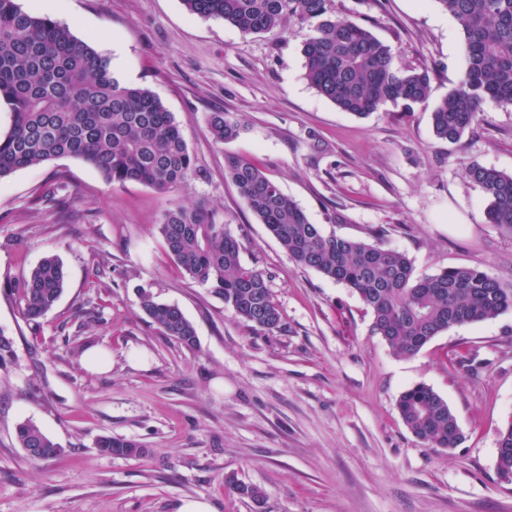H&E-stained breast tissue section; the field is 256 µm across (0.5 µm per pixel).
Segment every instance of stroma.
Wrapping results in <instances>:
<instances>
[{"label":"stroma","instance_id":"obj_1","mask_svg":"<svg viewBox=\"0 0 512 512\" xmlns=\"http://www.w3.org/2000/svg\"><path fill=\"white\" fill-rule=\"evenodd\" d=\"M18 2L90 42L122 84L157 95L199 174L160 192L60 158L0 179V512H176L199 497L213 512H512V483L496 470L512 421V310L395 355L360 297L298 265L224 173L225 154L255 161L325 234L382 241L417 275L466 266L512 284V236L488 223L465 175L472 161L512 174V107L485 102L454 144L432 130L465 64L458 22L436 0H334L398 67L431 76L413 111L359 118L307 83L294 25L245 35L182 0ZM210 112L236 115L240 137L214 142ZM178 202L213 208L243 262L269 274L280 331L252 330L174 265L158 226ZM51 255L67 286L35 325L14 287ZM143 288L182 310L195 348L149 323ZM93 348L107 371L85 368ZM417 384L455 414L456 448L427 447L405 427L396 402ZM26 420L58 456L28 457L15 437ZM103 435L143 452L101 454ZM228 477L260 487L263 508L225 488Z\"/></svg>","mask_w":512,"mask_h":512}]
</instances>
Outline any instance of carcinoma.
I'll return each instance as SVG.
<instances>
[{"mask_svg": "<svg viewBox=\"0 0 512 512\" xmlns=\"http://www.w3.org/2000/svg\"><path fill=\"white\" fill-rule=\"evenodd\" d=\"M332 2L183 0L190 13L221 19L245 34L270 33L287 21L307 30L301 48L306 80L344 112L363 118L388 104L410 110L426 101L428 70L397 68L392 48L361 24L337 18ZM436 2L458 21L465 43L462 77L431 113L435 137L456 143L478 123L485 101L512 106V0ZM1 100L10 106L12 124L0 135V179L63 157L88 163L109 184L134 182L162 192L197 176L180 126L159 98L122 84L109 60L87 41L16 0H0ZM207 127L219 143L241 131L240 121L224 112L209 113ZM224 169L249 211L294 261L361 298L372 311V331L397 356L416 354L455 326L493 320L512 309V285L465 266L417 276L402 252L324 234L253 161L226 154ZM465 173L488 201V223L512 236V174L478 163ZM159 232L179 270L209 286L239 319L264 333L281 329L268 274L242 263L240 242L213 210L175 203L165 210ZM64 288L57 259L47 257L33 267L17 285L26 320L38 322ZM140 300L152 325L184 347H195L194 325L178 306L158 302L146 290ZM397 408L408 430L431 448H454L462 439L448 403L425 385L404 391ZM16 437L33 459L60 453L32 421L18 424ZM96 447L113 456L142 453L138 443L112 435L99 437ZM497 470L512 475V422L499 433ZM226 483L232 493L264 504L261 488L231 477Z\"/></svg>", "mask_w": 512, "mask_h": 512, "instance_id": "cac0c4a2", "label": "carcinoma"}]
</instances>
